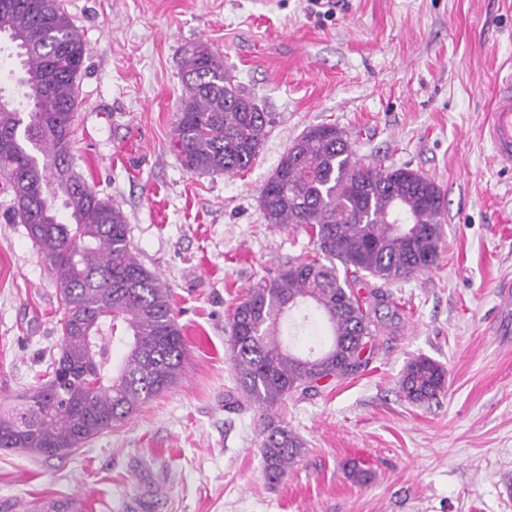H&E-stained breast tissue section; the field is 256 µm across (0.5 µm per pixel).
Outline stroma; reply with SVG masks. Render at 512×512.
<instances>
[{
    "label": "stroma",
    "instance_id": "stroma-1",
    "mask_svg": "<svg viewBox=\"0 0 512 512\" xmlns=\"http://www.w3.org/2000/svg\"><path fill=\"white\" fill-rule=\"evenodd\" d=\"M88 52L71 152L123 211L130 245L170 290L187 344L179 380L61 458L0 450V512L78 493L88 512H512V349L498 285L512 281V170L480 128L512 74V0H61ZM217 54L276 116L243 172L187 171L173 145L183 48ZM335 124L364 163L409 166L443 194L430 271L385 287L399 316L365 370L271 415L305 444L277 484L256 406L237 394L230 318L249 288L314 255L300 227L266 223L260 192L289 145ZM0 192V403L37 384L56 350L55 275ZM448 372L436 400L403 397L406 363ZM368 473L357 484L345 475Z\"/></svg>",
    "mask_w": 512,
    "mask_h": 512
}]
</instances>
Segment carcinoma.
I'll return each mask as SVG.
<instances>
[{
    "label": "carcinoma",
    "instance_id": "obj_1",
    "mask_svg": "<svg viewBox=\"0 0 512 512\" xmlns=\"http://www.w3.org/2000/svg\"><path fill=\"white\" fill-rule=\"evenodd\" d=\"M0 37L22 65L17 93L0 92V173L12 195L11 219L25 225L56 273L64 306L58 351L46 379L0 406V449L61 458L125 421L167 391L182 373L187 347L169 290L130 249L125 216L93 191L72 165L78 79L86 44L59 0H9ZM184 95L174 142L190 172L236 174L257 157L275 123L235 83L224 62L198 45L182 53ZM268 224L310 230L317 254L258 282L235 307L230 351L237 389L263 410L289 395L318 391L366 367L361 358L382 328L379 288L435 266L444 235L443 197L429 177L408 167L362 164L333 124L309 128L281 156L261 190ZM319 313L330 342L306 355L281 339ZM97 336L90 351L86 336ZM123 356L114 362L112 350ZM447 387V370L419 356L401 391L429 402ZM266 479L279 482L304 453L288 426L268 419L261 431Z\"/></svg>",
    "mask_w": 512,
    "mask_h": 512
}]
</instances>
